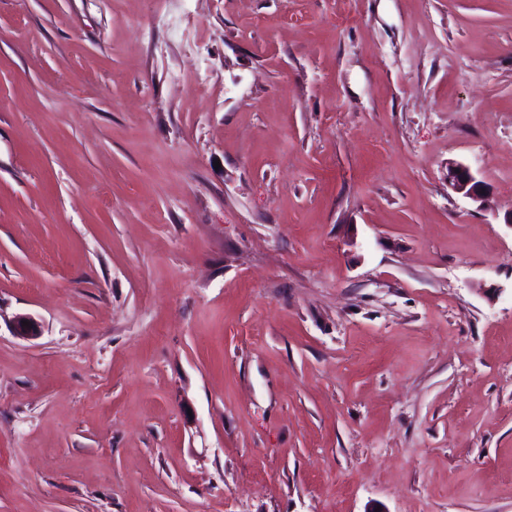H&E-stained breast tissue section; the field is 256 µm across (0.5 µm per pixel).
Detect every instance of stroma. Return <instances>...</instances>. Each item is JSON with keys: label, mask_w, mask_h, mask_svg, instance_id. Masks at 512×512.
<instances>
[{"label": "stroma", "mask_w": 512, "mask_h": 512, "mask_svg": "<svg viewBox=\"0 0 512 512\" xmlns=\"http://www.w3.org/2000/svg\"><path fill=\"white\" fill-rule=\"evenodd\" d=\"M510 214L512 0H0V512H512ZM449 189L471 201L478 210H491L492 200L485 184L476 178L469 166L460 162H449L447 173Z\"/></svg>", "instance_id": "stroma-1"}]
</instances>
